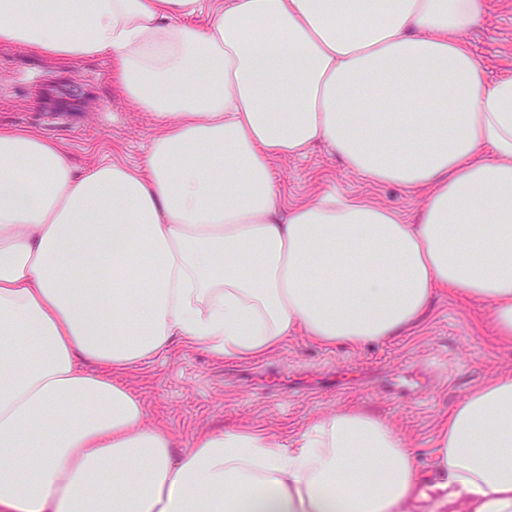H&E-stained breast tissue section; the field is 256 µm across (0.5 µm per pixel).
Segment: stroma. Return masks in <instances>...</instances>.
Masks as SVG:
<instances>
[{"instance_id":"stroma-1","label":"stroma","mask_w":512,"mask_h":512,"mask_svg":"<svg viewBox=\"0 0 512 512\" xmlns=\"http://www.w3.org/2000/svg\"><path fill=\"white\" fill-rule=\"evenodd\" d=\"M466 41L491 77L512 74V0H488L483 23ZM112 62L66 63L0 45V125L30 129L58 142L74 165L116 155L143 163L159 128L114 88ZM284 197L321 190L357 193L413 214L423 197L396 185H373L326 147L271 163ZM487 308L439 294L415 328L360 347L322 346L298 335L248 361L220 360L173 342L122 375L147 407L148 424L169 427L178 448L202 430L243 424L288 439L319 415L356 406L385 418L430 468L438 423L475 384L512 372V347L500 346Z\"/></svg>"}]
</instances>
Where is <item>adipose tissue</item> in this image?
Instances as JSON below:
<instances>
[{"label":"adipose tissue","mask_w":512,"mask_h":512,"mask_svg":"<svg viewBox=\"0 0 512 512\" xmlns=\"http://www.w3.org/2000/svg\"><path fill=\"white\" fill-rule=\"evenodd\" d=\"M52 2L0 0V44L109 57L160 132L141 165L80 171L0 126V512H512V374L452 407L428 473L358 407L178 454L117 380L177 339L234 360L298 334L359 347L442 292L512 346V75L464 40L486 0ZM317 142L426 190L415 218L333 192L282 204L272 160Z\"/></svg>","instance_id":"obj_1"}]
</instances>
